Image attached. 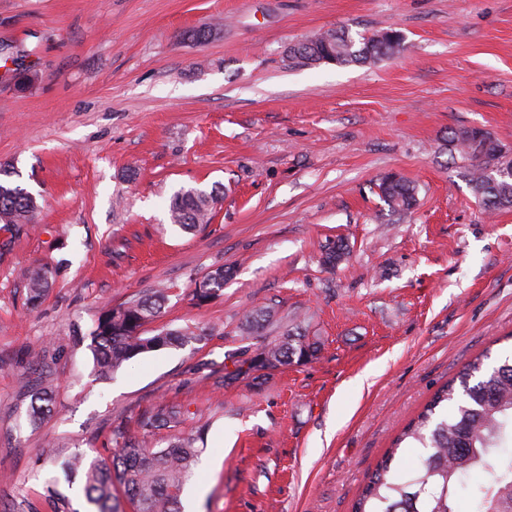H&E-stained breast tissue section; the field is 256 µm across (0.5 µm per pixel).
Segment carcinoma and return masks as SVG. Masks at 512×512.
<instances>
[{"label": "carcinoma", "instance_id": "carcinoma-1", "mask_svg": "<svg viewBox=\"0 0 512 512\" xmlns=\"http://www.w3.org/2000/svg\"><path fill=\"white\" fill-rule=\"evenodd\" d=\"M402 37L396 31L354 39L349 33L330 31L288 48V61L298 67L322 63L365 65L398 54ZM450 159L465 163L468 182L483 204L492 210L512 206V158L498 150L486 133L469 138V129L448 131ZM380 197L394 211L411 209L416 188L402 176L383 177ZM218 192L181 189L169 205V219L185 232L211 223ZM36 198L18 186L0 183V224L16 233L36 226ZM231 271L220 266L193 281L192 296L207 303L220 295ZM28 300L35 305L51 287L53 272L36 265L23 273ZM166 300L163 288L117 305L102 307L91 332L94 373L108 379L125 362L167 347L201 342L206 330L163 329L153 335L145 325L160 317ZM272 311L260 307L242 319L247 335L262 336ZM320 350V342L302 332L285 330L230 357L234 369H224L223 385L250 380L258 389L266 373L291 364H304ZM485 354L466 363L458 376L441 386L424 410L396 437L377 463L369 481L353 504V512H463L461 491L475 472H488L473 489L479 512H512V357L493 364ZM53 385L46 382L31 393L29 421L39 422L50 412ZM181 423L176 406L160 404L141 413L136 433L115 432L120 449L109 460L88 459L73 452L66 464L70 472L84 474L83 493L97 512H120L114 485L134 512H180L184 484L193 476L202 449L192 436H177L158 448L151 437ZM422 453L421 465L406 469L399 457L401 445Z\"/></svg>", "mask_w": 512, "mask_h": 512}]
</instances>
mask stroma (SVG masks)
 <instances>
[{"label":"stroma","mask_w":512,"mask_h":512,"mask_svg":"<svg viewBox=\"0 0 512 512\" xmlns=\"http://www.w3.org/2000/svg\"><path fill=\"white\" fill-rule=\"evenodd\" d=\"M330 30H395L403 49L289 64V46ZM1 47L0 164L39 212L35 231L0 228V512H57L56 459L104 455L161 402L189 415L157 447L204 435L198 512H351L436 390L512 350V208L478 202L447 143L477 127L512 148V0H0ZM390 172L417 185L411 211L381 200ZM191 187L223 197L186 233L168 208ZM329 240L348 247L333 269ZM35 264L55 275L33 308L20 273ZM219 265L220 296L195 304L193 279ZM159 285L148 331L206 339L98 379L84 338L103 305ZM264 305L266 336L302 327L317 358L259 393L219 385ZM45 371L53 410L32 426L20 379ZM272 311L269 307H260L249 310L242 319V327L247 336L257 338L262 336L266 325L270 322Z\"/></svg>","instance_id":"stroma-1"}]
</instances>
